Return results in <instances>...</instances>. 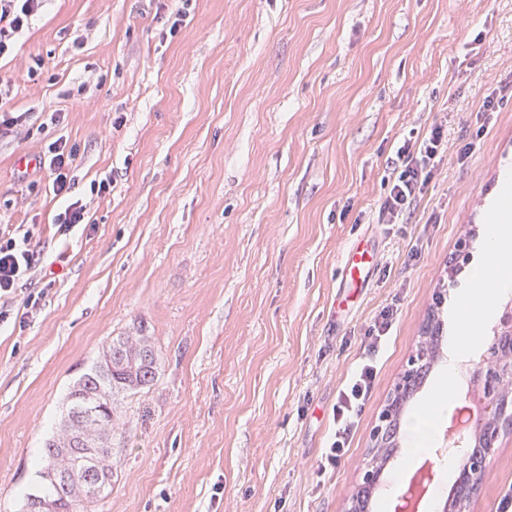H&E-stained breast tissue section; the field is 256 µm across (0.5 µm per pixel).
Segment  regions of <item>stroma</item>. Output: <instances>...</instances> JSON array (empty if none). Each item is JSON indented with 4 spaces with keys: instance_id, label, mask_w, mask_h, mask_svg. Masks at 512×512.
<instances>
[{
    "instance_id": "obj_1",
    "label": "stroma",
    "mask_w": 512,
    "mask_h": 512,
    "mask_svg": "<svg viewBox=\"0 0 512 512\" xmlns=\"http://www.w3.org/2000/svg\"><path fill=\"white\" fill-rule=\"evenodd\" d=\"M177 7L50 0L0 57L7 107L28 115L0 140V225H24L40 255L18 297L46 293L24 326H0V512L41 488L79 374L137 333L160 369L120 400L94 512H346L428 311L454 335L469 286L450 272L458 244L486 259L484 192L512 147V0H189L173 35ZM437 124V174L401 223H381L398 147ZM60 138L78 148L65 199L17 165ZM105 178L111 192L90 195ZM70 200L92 226L62 238ZM353 244L373 256L361 288L342 274ZM389 305L396 322L369 353L365 330ZM370 355L351 446L326 464L338 395ZM466 398L481 409L458 380L432 447L398 433L371 512H396L388 485L435 460ZM511 485L507 433L470 512H493Z\"/></svg>"
}]
</instances>
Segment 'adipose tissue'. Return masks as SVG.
Here are the masks:
<instances>
[{
	"instance_id": "ef3b65f1",
	"label": "adipose tissue",
	"mask_w": 512,
	"mask_h": 512,
	"mask_svg": "<svg viewBox=\"0 0 512 512\" xmlns=\"http://www.w3.org/2000/svg\"><path fill=\"white\" fill-rule=\"evenodd\" d=\"M484 247L487 255L494 258L495 273H488L485 265H475L469 275L471 288L460 297V318L457 334L448 354L449 362L442 370L440 381L433 392L434 397L446 398L456 378L455 360L466 353L481 333L477 320L479 308L487 295L512 293V219L506 218L489 225Z\"/></svg>"
}]
</instances>
